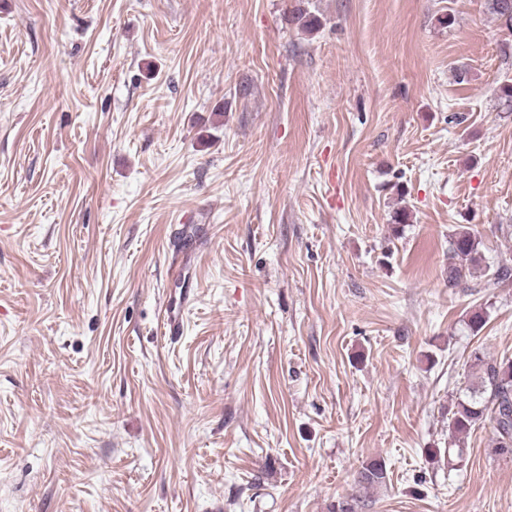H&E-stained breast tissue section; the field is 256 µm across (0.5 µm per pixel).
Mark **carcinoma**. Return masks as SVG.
<instances>
[{"mask_svg": "<svg viewBox=\"0 0 512 512\" xmlns=\"http://www.w3.org/2000/svg\"><path fill=\"white\" fill-rule=\"evenodd\" d=\"M489 10L502 25L512 32V0H487ZM291 22L306 31L319 25L318 19L298 8ZM481 240L465 226L459 227L450 240L451 258L459 264L450 268V280L464 276L466 263L479 258ZM469 368L475 381L455 397L449 410L448 429L452 439L459 440L476 425L488 420L494 429V451L512 459V359L496 360L476 349L471 354ZM388 470L380 460L372 459L362 466L357 483L359 494L339 499L329 506V512H366L371 506L370 494L388 482Z\"/></svg>", "mask_w": 512, "mask_h": 512, "instance_id": "cac0c4a2", "label": "carcinoma"}]
</instances>
